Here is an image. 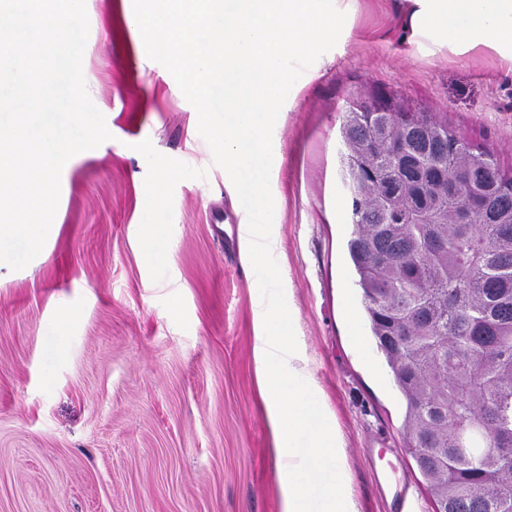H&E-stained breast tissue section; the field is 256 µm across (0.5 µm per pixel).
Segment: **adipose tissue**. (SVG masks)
I'll return each instance as SVG.
<instances>
[{
    "label": "adipose tissue",
    "mask_w": 512,
    "mask_h": 512,
    "mask_svg": "<svg viewBox=\"0 0 512 512\" xmlns=\"http://www.w3.org/2000/svg\"><path fill=\"white\" fill-rule=\"evenodd\" d=\"M409 43L464 56L484 49L512 62V0H397Z\"/></svg>",
    "instance_id": "adipose-tissue-1"
}]
</instances>
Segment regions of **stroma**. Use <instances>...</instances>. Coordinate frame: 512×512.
Returning a JSON list of instances; mask_svg holds the SVG:
<instances>
[{"mask_svg":"<svg viewBox=\"0 0 512 512\" xmlns=\"http://www.w3.org/2000/svg\"><path fill=\"white\" fill-rule=\"evenodd\" d=\"M85 3L82 66L112 138L62 172L44 258L0 281V512H282L253 356L263 304L231 234L247 214L191 135L193 106L127 29L132 0ZM356 96L429 113L512 176V63L410 45L391 0H358L273 130L274 257L359 512H395L387 471L412 512H434L346 249ZM157 204L173 221L161 266L141 226Z\"/></svg>","mask_w":512,"mask_h":512,"instance_id":"1","label":"stroma"}]
</instances>
